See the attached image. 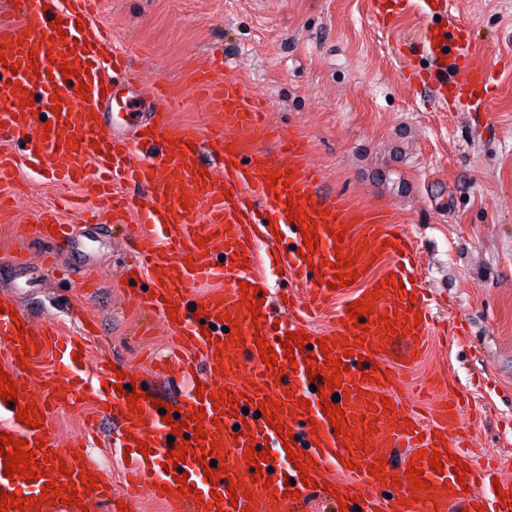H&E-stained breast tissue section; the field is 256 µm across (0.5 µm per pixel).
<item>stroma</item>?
<instances>
[{
	"mask_svg": "<svg viewBox=\"0 0 512 512\" xmlns=\"http://www.w3.org/2000/svg\"><path fill=\"white\" fill-rule=\"evenodd\" d=\"M478 60L490 76L480 114L439 106L406 85L407 64L426 62L422 47L399 50L398 39L426 19L409 12L390 28L371 15L370 0H100L98 19L118 45L149 54L138 62L135 88L160 79L183 84L187 105L177 122L209 127L210 118L186 83L188 64L206 65L224 52V72L246 82L263 103L264 122L307 143L306 161L323 175L322 192H342L353 209L402 226L420 253L421 281L438 320H465L468 334L435 344L398 388L414 397L413 378L441 368L449 389L471 388L482 418L471 424L478 459L502 461L512 479V0H459ZM15 144L13 180L0 183L9 213L0 218V297L15 299L33 319L52 318L85 340L86 369L111 356L138 383L154 384L150 355L169 351L161 319L141 335V281H127L126 230L86 224L78 246L29 233L40 213L58 205L54 184L35 175ZM101 438L114 423L75 406L55 413L58 441L78 446L125 492L122 465L109 449L79 443L82 430Z\"/></svg>",
	"mask_w": 512,
	"mask_h": 512,
	"instance_id": "stroma-1",
	"label": "stroma"
}]
</instances>
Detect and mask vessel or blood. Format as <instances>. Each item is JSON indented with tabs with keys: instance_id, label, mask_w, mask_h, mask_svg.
I'll return each instance as SVG.
<instances>
[{
	"instance_id": "vessel-or-blood-1",
	"label": "vessel or blood",
	"mask_w": 512,
	"mask_h": 512,
	"mask_svg": "<svg viewBox=\"0 0 512 512\" xmlns=\"http://www.w3.org/2000/svg\"><path fill=\"white\" fill-rule=\"evenodd\" d=\"M437 23L427 27L419 41L436 60V67H417L407 74L410 83L436 87L445 103L472 101L484 92L488 71L477 60L467 26L456 16L458 0H436ZM94 0H0V141H25L27 162L36 173H51L65 184L85 186L88 194L112 198V221H136L141 232L127 268L130 276L147 278L150 286L140 297L144 313L158 315L178 340L179 354L167 358L161 371L178 368L187 386L173 411L180 415L203 412L206 440L196 439L188 426L173 430L163 423L152 404L158 393L146 389L139 411H131L132 389L118 390L117 373L123 364L103 366L99 374L87 373L77 359L85 345L68 336L52 322L37 323L26 314H9L12 300L0 299V371L17 387L18 398L6 418L0 419V435H13L34 449L35 461L43 467L58 465L50 478L29 482L20 474L6 476L5 457L0 454V489L5 493L40 498L48 480L75 486L78 499L88 512H102L112 491L111 479L89 457H76L57 440L53 414L64 406L91 407L102 416L117 420L123 430L113 445L116 453H128L125 466L128 484L150 485L155 498L169 512H295L296 507L317 499L338 512L340 499H347L349 512H512L502 506L498 491L512 493V481L493 486L492 467L475 464L459 435L466 402L462 395L442 391L439 377L431 388L439 392L435 415L425 419L407 409L397 394L400 374L417 365L433 344L435 320L427 308L425 290L418 282L415 250L407 235L390 225L384 216L354 211L344 195L320 197V170L304 163L305 146L295 137L281 139L276 151L257 144L266 129L261 112L248 86L240 79L216 76L214 68H196L189 81L207 111L219 118L218 128L204 131L197 125L174 127L173 112L185 104L181 87L158 81L148 97L122 94L116 75L131 71L132 54L109 43L98 21ZM67 23L59 35L56 20ZM73 63L75 73L65 77L61 69ZM28 106H21V98ZM120 104L122 120L104 128L101 113ZM60 105L53 113L52 105ZM47 119L51 130L45 137H30L31 128ZM220 164L221 173H203L205 160ZM276 182H268L270 173ZM301 206L315 222L319 243L311 260L301 259L305 247L301 222L288 220L287 203ZM362 225L352 233V225ZM343 232L335 241V232ZM282 243V254L291 280L314 293L317 301L337 302L336 324L323 333H313L303 315L275 324L269 309L257 318L246 311L243 283L260 286L263 276L254 271L260 247ZM351 261L359 287L338 286L339 258ZM386 258L394 277L389 282L371 276L370 265ZM192 282L208 283L205 291H188ZM364 301L368 311L351 319L347 306ZM176 315H169V307ZM205 321H198V310ZM241 324L238 341H224L223 316ZM389 318L391 332L379 321ZM418 318L416 327L407 321ZM210 334H203L204 325ZM304 337L303 353L283 357L282 337ZM264 340L278 355L275 364L262 358L256 345ZM329 340V354H322L320 340ZM54 350L57 369L43 376L40 359ZM344 361L347 372L338 380L350 391L344 405L358 437L367 447L355 449L345 436L336 434L321 409L319 388L325 387L326 358ZM316 375H308V368ZM43 379L45 388L33 394L28 385ZM229 389L244 418L220 414L211 395ZM206 400H199V393ZM279 400L282 411L258 416V401ZM307 407H298L299 399ZM34 406L44 420L32 428L17 419L20 407ZM247 431H239V422ZM281 429H274V422ZM289 438H282V431ZM220 447L212 449L210 437ZM149 442L150 454L139 453ZM270 443L273 462L251 465L244 453L247 443ZM188 446L189 456L181 466L187 472L193 493L181 492L179 482L161 465L163 455L174 447ZM302 450L312 459L308 483L297 482L298 470L287 453ZM210 451L212 459L228 468L220 479L205 478L196 458ZM440 456L442 470L431 468ZM463 461L469 470L465 483H458L454 466ZM380 464L379 473L368 470ZM422 468L427 488L413 490L407 476L409 465ZM97 477L98 485L87 488L78 469ZM347 473L343 483H328L330 472ZM249 480V487H236L233 500L214 502L212 492H226L230 478ZM294 478L296 497L285 493V478ZM392 486L390 497L377 491Z\"/></svg>"
}]
</instances>
